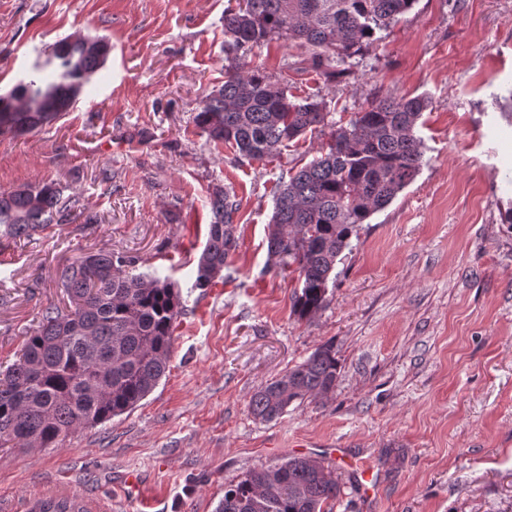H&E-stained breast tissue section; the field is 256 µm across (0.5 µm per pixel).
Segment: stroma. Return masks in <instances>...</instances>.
Listing matches in <instances>:
<instances>
[{
  "mask_svg": "<svg viewBox=\"0 0 512 512\" xmlns=\"http://www.w3.org/2000/svg\"><path fill=\"white\" fill-rule=\"evenodd\" d=\"M228 5L0 0L2 95L62 38L111 46L61 119L0 136V191L53 182L79 201L31 237L0 235V365L47 306L64 305L59 271L101 250L166 277L183 305L169 369L131 413L56 448L0 450V512L60 495L92 512H215L225 483L303 455L333 467V512H512V0H416L331 80L293 41L246 53L333 122L378 95L431 100L415 129L417 178L360 226L308 320L292 311L297 273L268 257L267 226L282 182L327 137L248 161L195 126L205 91L224 81ZM217 185L241 201L238 247L199 289L202 204ZM326 342L333 389L255 419L252 395Z\"/></svg>",
  "mask_w": 512,
  "mask_h": 512,
  "instance_id": "stroma-1",
  "label": "stroma"
}]
</instances>
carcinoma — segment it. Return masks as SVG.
Returning a JSON list of instances; mask_svg holds the SVG:
<instances>
[{"instance_id": "cac0c4a2", "label": "carcinoma", "mask_w": 512, "mask_h": 512, "mask_svg": "<svg viewBox=\"0 0 512 512\" xmlns=\"http://www.w3.org/2000/svg\"><path fill=\"white\" fill-rule=\"evenodd\" d=\"M416 0H236L224 10L226 46L236 53L196 113V126L248 160H261L307 132L330 128V140L283 183L274 199L268 253L298 273L293 312L307 318L327 300L330 276L356 228L367 223L417 177L424 162L415 128L429 107L424 95L378 96L346 123L328 120L323 102L291 92L288 76L270 80L247 70L237 52L284 38L313 50L316 67L358 53L393 26ZM103 38L58 41L0 96V134L31 133L59 119L107 60ZM211 221L197 262L195 287L208 288V269H224L238 247L236 195L209 193ZM77 199L62 200L52 182L0 191V233L24 238L60 223ZM68 306H48L21 354L0 372V449L55 448L79 428L133 410L165 376L180 295L168 280L132 274L99 251L62 268ZM336 351L323 344L249 403L262 421L280 418L297 400L328 393ZM340 488L324 462L299 456L250 469L224 489L215 512H332ZM30 512H88L78 496L48 497Z\"/></svg>"}]
</instances>
